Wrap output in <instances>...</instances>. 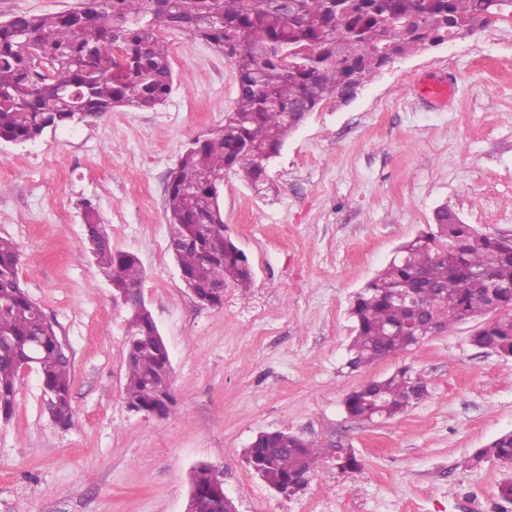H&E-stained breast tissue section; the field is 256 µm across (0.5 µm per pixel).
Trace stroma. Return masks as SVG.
<instances>
[{"mask_svg":"<svg viewBox=\"0 0 512 512\" xmlns=\"http://www.w3.org/2000/svg\"><path fill=\"white\" fill-rule=\"evenodd\" d=\"M174 85L153 110L123 107L16 145L0 143V236L19 279L69 347L73 424L47 415L35 371L0 421V512H184L189 473L211 465L237 512H512V468L473 455L512 431V358L456 324L358 371L344 363L350 303L399 245L448 205L512 239V22L394 62L349 103L311 112L254 190L228 172L224 234L248 257L249 290L218 307L185 288L168 248L169 171L236 97L232 61L179 32ZM454 83L445 104L416 92ZM91 201L114 249L135 254L144 301L170 352L175 402L156 418L125 402L127 308L88 253ZM409 366L429 397L389 420L349 416L345 397ZM319 445L306 489L274 491L246 450L263 432ZM337 448L361 468L341 473Z\"/></svg>","mask_w":512,"mask_h":512,"instance_id":"35a3bbf8","label":"stroma"}]
</instances>
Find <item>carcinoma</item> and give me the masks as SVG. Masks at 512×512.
I'll return each mask as SVG.
<instances>
[{
	"label": "carcinoma",
	"mask_w": 512,
	"mask_h": 512,
	"mask_svg": "<svg viewBox=\"0 0 512 512\" xmlns=\"http://www.w3.org/2000/svg\"><path fill=\"white\" fill-rule=\"evenodd\" d=\"M91 0L84 8L51 14H16L0 21V141L24 144L48 129L91 123L121 108L152 110L173 87L170 47L162 32H182L233 60L237 91L224 126L198 137L168 175L169 234L196 238L177 262L220 306L228 282L250 286L246 255L224 237L219 197L209 177L243 171L256 187L295 131L323 103L341 99L349 87L371 80L392 60L426 40H446L512 18V0ZM112 68L98 69L101 54ZM89 252L115 288L136 290L143 279L139 259L112 249L92 202L83 207ZM20 251L0 236V418L15 410L16 382L28 346L38 342V369L46 408L56 425L72 424L71 361L41 307L21 286ZM407 293L422 302L435 296L445 313L427 336L453 324L486 317L473 345L512 357V245L472 232V225L440 207L428 230L402 244L391 262L355 295L350 314L355 336L345 366L352 371L406 349L415 342L417 311ZM126 344L127 405L154 407L161 386L173 392L167 345L148 308L130 307ZM429 395L408 367L372 380L347 395L346 412L357 419H389ZM247 457L265 468L268 484L290 495L304 490L319 450L276 431L250 446ZM512 466V432L482 451ZM361 467L350 448L336 449V468ZM216 476L208 465L189 476L198 512H228L214 504Z\"/></svg>",
	"instance_id": "1"
}]
</instances>
